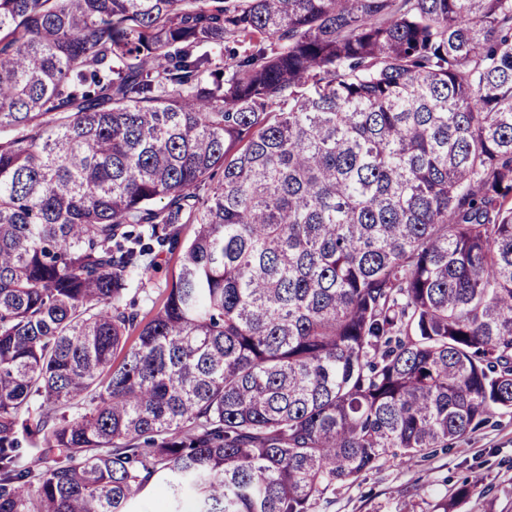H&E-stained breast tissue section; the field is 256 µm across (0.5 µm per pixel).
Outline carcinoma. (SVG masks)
Listing matches in <instances>:
<instances>
[{
  "instance_id": "obj_1",
  "label": "carcinoma",
  "mask_w": 512,
  "mask_h": 512,
  "mask_svg": "<svg viewBox=\"0 0 512 512\" xmlns=\"http://www.w3.org/2000/svg\"><path fill=\"white\" fill-rule=\"evenodd\" d=\"M511 409L512 0H0V512H321ZM180 260L179 253L166 254L160 260V267L156 274L154 283L148 284L144 291L138 290V282L134 280L128 299L135 298L138 307L142 313H147L153 308L161 305L164 296L166 281L169 283L175 279L179 273Z\"/></svg>"
}]
</instances>
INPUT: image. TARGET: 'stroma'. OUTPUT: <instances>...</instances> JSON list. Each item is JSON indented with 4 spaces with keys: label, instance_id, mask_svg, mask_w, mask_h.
I'll return each instance as SVG.
<instances>
[{
    "label": "stroma",
    "instance_id": "1",
    "mask_svg": "<svg viewBox=\"0 0 512 512\" xmlns=\"http://www.w3.org/2000/svg\"><path fill=\"white\" fill-rule=\"evenodd\" d=\"M479 488L462 493L472 474ZM425 488L426 497L415 494ZM446 497L454 512H512V411L501 413L445 451L401 464L392 460L337 489L330 512H432Z\"/></svg>",
    "mask_w": 512,
    "mask_h": 512
}]
</instances>
